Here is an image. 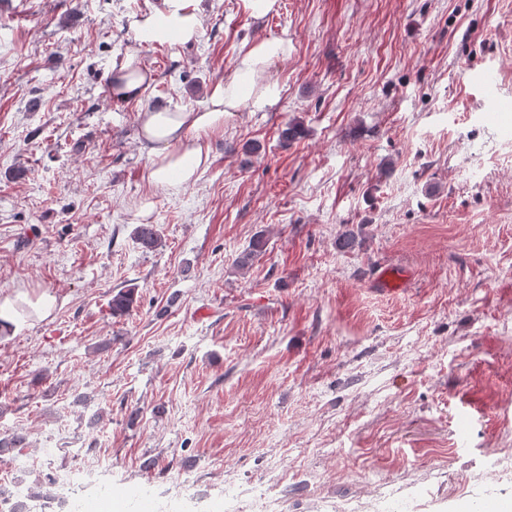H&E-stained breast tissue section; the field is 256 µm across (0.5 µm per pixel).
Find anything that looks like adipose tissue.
I'll use <instances>...</instances> for the list:
<instances>
[{"instance_id":"ef3b65f1","label":"adipose tissue","mask_w":512,"mask_h":512,"mask_svg":"<svg viewBox=\"0 0 512 512\" xmlns=\"http://www.w3.org/2000/svg\"><path fill=\"white\" fill-rule=\"evenodd\" d=\"M131 27L143 43L186 45L201 34V17L193 0H161L154 11L133 17ZM292 50L288 38L262 39L242 45L230 78L219 81L198 109L147 108L138 114V140L149 160L152 192L195 183L209 164V142L223 134L224 120L235 112H265L280 100L281 87L270 76L277 61ZM153 81L137 52L126 53L111 92L123 101L141 100Z\"/></svg>"}]
</instances>
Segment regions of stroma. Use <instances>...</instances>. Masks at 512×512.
<instances>
[{"label": "stroma", "instance_id": "1", "mask_svg": "<svg viewBox=\"0 0 512 512\" xmlns=\"http://www.w3.org/2000/svg\"><path fill=\"white\" fill-rule=\"evenodd\" d=\"M157 2L0 7V292L56 298L0 333V435L24 438L0 492L39 487V512L57 474L104 462L112 495L86 512H142L134 491L177 480L272 483L278 512L397 490L512 512L486 467L512 454V0H279L259 20L200 0L197 42L136 45ZM282 36L278 104L225 120L199 181L150 194L139 111L200 107L243 43ZM134 46L154 81L120 101ZM383 263L408 291L371 290ZM120 288L138 302L116 318ZM267 239L263 233L255 235L248 246L241 252L236 260V267L240 271H248L254 261L266 251Z\"/></svg>", "mask_w": 512, "mask_h": 512}]
</instances>
